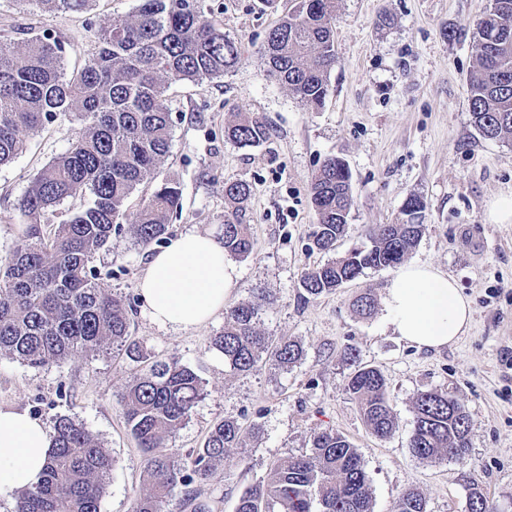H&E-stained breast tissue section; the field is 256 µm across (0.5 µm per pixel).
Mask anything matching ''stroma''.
Here are the masks:
<instances>
[{
	"mask_svg": "<svg viewBox=\"0 0 512 512\" xmlns=\"http://www.w3.org/2000/svg\"><path fill=\"white\" fill-rule=\"evenodd\" d=\"M488 3L337 0L330 94L322 108L312 109L268 77L259 53L289 0H205L242 55L224 77L176 83L167 93L173 134L159 177L181 190L167 235L218 232L229 208L225 181L249 183L244 214L253 252L235 258L239 283L226 304L248 301L252 289H264L270 302L260 330L298 340L304 355L285 370L263 363L242 375L209 347L224 326L223 315L189 330L154 324L138 293L151 250L130 233L113 236L91 266L101 287L127 306L130 336L153 359L179 360L206 382V396L169 447L182 454L202 447L211 425L225 417L242 426L239 446L228 450L212 478L194 485L213 512H234L246 486L288 456L308 451L313 434L325 426L358 448L374 512H395L409 487L425 497L427 512H465L475 485L498 512H512V369L503 363L504 353H512V223L487 219L490 202L512 193V141L477 134L466 94L472 34ZM137 6L138 0H91L85 11L63 12L0 0V41H19L30 32L58 37L71 72L94 50L92 27L126 18ZM244 112L264 115L270 132L262 144L225 140V125ZM77 132L76 121L59 117L0 166L1 263L22 244L14 230L19 198ZM330 157L346 162L354 189L338 252L360 245L366 226L402 223L406 198L423 197L426 228L409 259L447 273L469 300L472 323L457 341L419 350L393 333L383 304L391 268L366 270L333 294L305 298L303 275L328 260L311 248L317 219L309 184ZM364 292L377 303L367 318L351 305ZM359 364L378 366L387 378L396 421L388 439L370 434L345 390ZM140 370L115 347L39 368L0 357V406L26 410L49 425L72 417L112 454L101 512H130L144 488L143 454L121 402ZM429 389L447 391L470 414L466 460L431 464L412 454L413 400Z\"/></svg>",
	"mask_w": 512,
	"mask_h": 512,
	"instance_id": "stroma-1",
	"label": "stroma"
}]
</instances>
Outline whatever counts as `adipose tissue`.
Instances as JSON below:
<instances>
[{"instance_id": "1", "label": "adipose tissue", "mask_w": 512, "mask_h": 512, "mask_svg": "<svg viewBox=\"0 0 512 512\" xmlns=\"http://www.w3.org/2000/svg\"><path fill=\"white\" fill-rule=\"evenodd\" d=\"M237 267L209 233L189 231L154 253L139 280V293L151 320L186 330L223 309L236 288ZM395 334L419 349H437L461 336L471 307L448 274L426 264L402 266L384 299ZM53 444V433L39 418L15 408L0 409V493L37 483Z\"/></svg>"}]
</instances>
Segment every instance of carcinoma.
<instances>
[{
    "mask_svg": "<svg viewBox=\"0 0 512 512\" xmlns=\"http://www.w3.org/2000/svg\"><path fill=\"white\" fill-rule=\"evenodd\" d=\"M41 8L81 11L88 0H19ZM288 15L267 34L263 47L269 76L301 103L314 109L329 96L336 65V0H291ZM96 51L77 72L65 71L64 44L48 35L20 43L0 41V165L12 161L31 135L60 116L80 124L65 153L44 165L18 200L24 217V243L0 267V356L31 367L88 355L116 344L141 362L145 354L129 336L130 317L122 299L101 288L89 263L126 227L128 202L152 181L170 152L172 119L166 92L181 81L221 78L240 57L238 43L208 17L202 0H139L125 19L94 30ZM474 69L467 78L471 123L485 140L512 138V0H495L473 33ZM268 127L258 113H247L224 127V137L244 146L266 140ZM317 217L311 249L336 253L346 235L354 204L346 164L326 159L309 186ZM89 198L70 218L49 220L67 199ZM250 196L244 181L224 182V199L234 211L224 215L218 239L240 258L253 250L250 225L241 208ZM172 182L141 199L128 231L144 247L167 234V212L179 205ZM425 203L410 195L401 224L365 230L366 242L305 273L300 285L310 298L336 292L367 269L395 267L408 257L425 231ZM267 304L261 291L224 312V328L211 347L242 374L262 361L288 368L303 354L291 338L274 340L257 328ZM345 390L358 403L373 437L393 435L395 421L383 372L359 366ZM204 394L203 381L175 359L147 363L123 394L127 424L144 455L146 488L131 512H164L168 498L182 494L184 512H213L192 488L213 476L224 453L237 447L241 425L224 418L208 431L202 447L186 463L167 441L188 420ZM471 418L448 392L430 389L414 400L410 448L436 463L469 456ZM51 448L40 481L13 493L11 512H100L114 459L83 424L66 416L53 424ZM373 512V498L361 454L332 427L314 433L310 453L275 465L239 496L235 512ZM396 512H427L413 489L403 492ZM468 512H494L484 494L469 495Z\"/></svg>",
    "mask_w": 512,
    "mask_h": 512,
    "instance_id": "cac0c4a2",
    "label": "carcinoma"
}]
</instances>
